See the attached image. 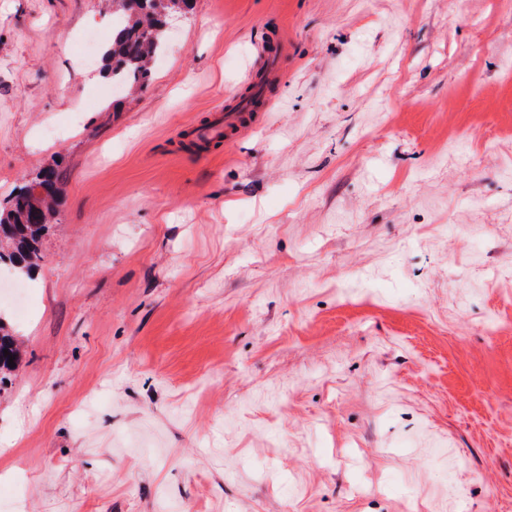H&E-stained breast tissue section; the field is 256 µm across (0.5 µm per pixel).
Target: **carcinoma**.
I'll list each match as a JSON object with an SVG mask.
<instances>
[{"mask_svg": "<svg viewBox=\"0 0 512 512\" xmlns=\"http://www.w3.org/2000/svg\"><path fill=\"white\" fill-rule=\"evenodd\" d=\"M180 2L192 7V0H112V38L103 52L105 76L130 90L146 87L152 63L165 44L166 19ZM46 177L50 200L33 197L25 184L12 197L9 208L0 212V244H5L0 250V267L7 264L26 274L40 261L39 244L46 225L35 229L33 224L42 216V209L54 210L60 175L48 166ZM6 327L0 315V384L21 362L18 342ZM11 357L13 367L8 365Z\"/></svg>", "mask_w": 512, "mask_h": 512, "instance_id": "carcinoma-1", "label": "carcinoma"}]
</instances>
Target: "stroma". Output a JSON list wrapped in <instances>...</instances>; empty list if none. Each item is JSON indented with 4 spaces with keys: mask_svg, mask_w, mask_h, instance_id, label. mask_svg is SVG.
Listing matches in <instances>:
<instances>
[{
    "mask_svg": "<svg viewBox=\"0 0 512 512\" xmlns=\"http://www.w3.org/2000/svg\"><path fill=\"white\" fill-rule=\"evenodd\" d=\"M111 35L0 0V205L61 174L0 512H512V0H194L124 99ZM242 113L232 112L231 109L216 112L208 125L193 129L192 135L200 143L219 140L222 137L225 143H229L232 141L233 130Z\"/></svg>",
    "mask_w": 512,
    "mask_h": 512,
    "instance_id": "1",
    "label": "stroma"
}]
</instances>
